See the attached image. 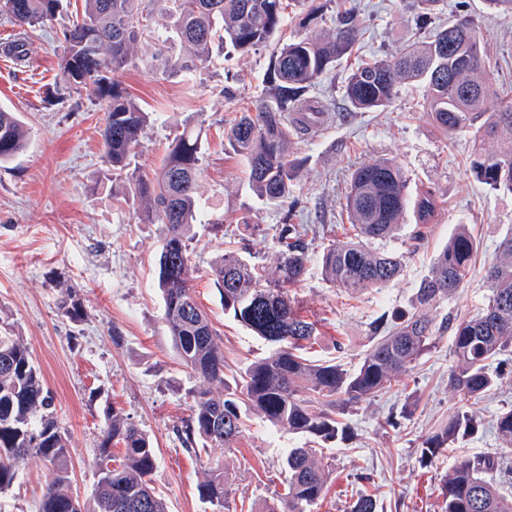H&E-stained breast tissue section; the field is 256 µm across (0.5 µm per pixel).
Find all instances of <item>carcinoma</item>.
<instances>
[{
  "mask_svg": "<svg viewBox=\"0 0 512 512\" xmlns=\"http://www.w3.org/2000/svg\"><path fill=\"white\" fill-rule=\"evenodd\" d=\"M160 0H83L61 29V56L55 87L86 89L103 102L106 118L101 131L104 155L112 170L125 174L139 196L149 200L152 214L165 226L157 263V287L162 293L163 320L176 359L200 385L189 391L190 414L178 436L187 448L201 441L211 448H232L242 433L243 408L254 409L270 425L313 442L344 440L350 427L340 415L382 390L392 379L411 370L435 346L432 321L413 315L373 338L351 370L332 360H313L305 350L317 343L318 324L298 310L290 288L307 271L308 243L302 224L277 225L280 246L274 276L237 252L215 260L208 276L224 304V314L251 330L270 347L269 353L240 369L230 386L224 379V348L208 314L199 305L191 283L190 232L201 223L195 193L201 176V136L184 128L168 145L159 170L127 172L140 146L149 114L128 95L116 75L135 64L144 37L166 47L173 32L193 53L171 62L163 53L154 68L163 74L191 72L209 61L213 44L244 55L276 43L267 72L266 89L254 109L242 113L226 134L232 151L248 165L249 180L263 200L280 205L293 200L299 167L286 153L288 138L304 132V114L314 121L320 106L307 97L309 89L336 63L349 57L362 36L350 10L327 17L332 0H173L169 30L150 26L151 6ZM440 0H417V21L427 25ZM300 9L299 25L315 33L282 40L288 8ZM63 11L62 0H0V15L19 28L0 54L15 65L28 63L29 32L50 26ZM332 28H320L325 22ZM421 84L434 126L445 134L473 127L497 141V150L476 147L470 160L475 178L494 190L512 192V97H498L490 86L475 20L458 15L388 59L374 57L346 72L342 90L356 110L372 112L388 106L400 87ZM498 101L490 112L489 100ZM26 131L17 115L0 107V163L20 154ZM421 225L435 217L434 194L423 189L411 199L402 168L388 158L358 167L351 175L345 210L350 231L324 248L321 269L334 286L347 292L378 288L400 272V257L372 244L390 239L408 208ZM478 245L460 226L439 253L431 273L417 289L421 306L444 299L468 276ZM491 294L486 307L451 326L455 366L450 386L463 401L477 400L494 390L500 377L493 361L512 352V233L501 240L497 260L487 271ZM59 313L74 323L85 310L79 292L70 286L56 300ZM221 386L218 398L211 387ZM480 422L474 410H457L428 436L420 461L430 464L456 440L472 435ZM493 427L512 444V407L500 410ZM123 448L119 465L111 448ZM31 455L50 466V479L38 512H167L164 499L152 487L157 448L139 425L112 411L96 448L98 480L92 497L79 499L69 482L70 448L60 426L43 376L24 343L0 333V493L13 484L18 464ZM285 493L257 512H312L327 482L315 461V449L292 448L286 458ZM512 483L500 458L491 452L464 457L442 482V512H512ZM199 497L224 512L229 485L217 467L198 486ZM350 512H378L373 495L361 491Z\"/></svg>",
  "mask_w": 512,
  "mask_h": 512,
  "instance_id": "obj_1",
  "label": "carcinoma"
}]
</instances>
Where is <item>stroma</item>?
<instances>
[{
  "mask_svg": "<svg viewBox=\"0 0 512 512\" xmlns=\"http://www.w3.org/2000/svg\"><path fill=\"white\" fill-rule=\"evenodd\" d=\"M337 2L355 10L363 32L360 56L393 55L420 35L411 0ZM443 14L475 19L487 76L500 97L512 96V14L489 12L483 0H445ZM58 33L55 25L34 32L26 68L0 56V106L16 112L27 130L25 150L0 165V330L18 337L41 370L69 438L72 485L81 497L93 493L94 450L117 409L155 443L152 484L168 512H211L198 486L217 466L230 485L229 512H251L283 492L287 453L303 440L249 411L236 447H183L177 431L198 382L178 363L162 319L156 274L164 226L147 219L144 201L105 159L103 104L85 90L66 94L59 104L46 103L58 68ZM155 51L154 42L142 40L137 66L117 75L151 114L131 165L155 171L185 122L201 124L203 172L196 199L207 221L193 229L194 289L220 333L231 376L268 348L225 316L206 270L228 250L249 251L267 265L275 260L276 228L287 208L253 193L246 163L225 140L234 121L264 93L272 50L243 57L217 52L204 68L171 76L151 69ZM348 67L338 62L309 91L324 109L320 132L292 137L288 144L290 157L301 164L296 194L308 226L309 256L292 293L321 331L309 356L352 368L368 348L377 318L391 322L420 311L431 319L437 340L411 372L346 411L350 436L324 444L317 456L327 483L313 512H348L362 473L372 477L369 490L379 512H441L440 479L457 459L488 451L512 468V446L489 427L503 406L512 405V352L499 358L501 385L474 405L483 428L455 442L431 466L421 465L418 454L422 441L461 405L448 385L454 364L448 324L476 314L487 301L486 271L512 230V193L475 180L469 168L474 131L448 136L437 131L421 86L402 87L383 109L354 111L341 90ZM380 158L394 159L404 169L409 193L431 190L437 212L423 240L413 239L415 220L408 213L395 237L384 241L385 249L402 256L395 281L350 293L323 278L320 254L347 221L344 197L351 172ZM460 224L478 243L470 277L451 297L419 307L417 288ZM61 284L78 289L86 311L82 322L58 312ZM48 474L42 459L28 457L12 487L0 495V512H36Z\"/></svg>",
  "mask_w": 512,
  "mask_h": 512,
  "instance_id": "35a3bbf8",
  "label": "stroma"
}]
</instances>
